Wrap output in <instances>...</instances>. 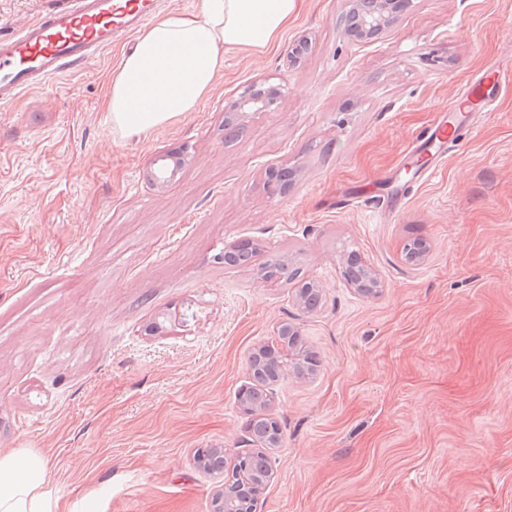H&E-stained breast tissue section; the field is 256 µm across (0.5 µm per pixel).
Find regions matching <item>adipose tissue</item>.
<instances>
[{"mask_svg": "<svg viewBox=\"0 0 512 512\" xmlns=\"http://www.w3.org/2000/svg\"><path fill=\"white\" fill-rule=\"evenodd\" d=\"M298 0H198L195 13L170 11L139 32L112 76L113 130L146 136L193 111L211 90L232 49L264 53L279 37ZM44 456L0 453V512H48Z\"/></svg>", "mask_w": 512, "mask_h": 512, "instance_id": "adipose-tissue-1", "label": "adipose tissue"}]
</instances>
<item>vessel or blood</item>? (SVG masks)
<instances>
[{
    "instance_id": "b4317fda",
    "label": "vessel or blood",
    "mask_w": 512,
    "mask_h": 512,
    "mask_svg": "<svg viewBox=\"0 0 512 512\" xmlns=\"http://www.w3.org/2000/svg\"><path fill=\"white\" fill-rule=\"evenodd\" d=\"M158 6L159 0H58L34 23L0 37V105L87 63L151 21ZM477 87L482 90L479 111H464L474 88L465 89L446 112L415 136L408 153L423 157L425 169L445 160L448 145L475 133L478 112L488 111L499 94L512 87V69L486 67Z\"/></svg>"
}]
</instances>
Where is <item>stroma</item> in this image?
Segmentation results:
<instances>
[{
	"label": "stroma",
	"instance_id": "obj_1",
	"mask_svg": "<svg viewBox=\"0 0 512 512\" xmlns=\"http://www.w3.org/2000/svg\"><path fill=\"white\" fill-rule=\"evenodd\" d=\"M343 13L302 0L145 137L107 109L130 35L0 106V452L48 459L50 512H211L224 478L195 452L256 450L236 395L284 323L319 363L271 387L282 441L257 512H512V90L426 179L404 161L512 61V0H416L362 41ZM258 79L279 105L225 138V105ZM170 153L184 163L157 185ZM393 169L388 215L371 193ZM413 237L429 251L412 264ZM245 239L255 263L225 265ZM352 251L378 295L346 281ZM271 258L299 278L262 279Z\"/></svg>",
	"mask_w": 512,
	"mask_h": 512
}]
</instances>
